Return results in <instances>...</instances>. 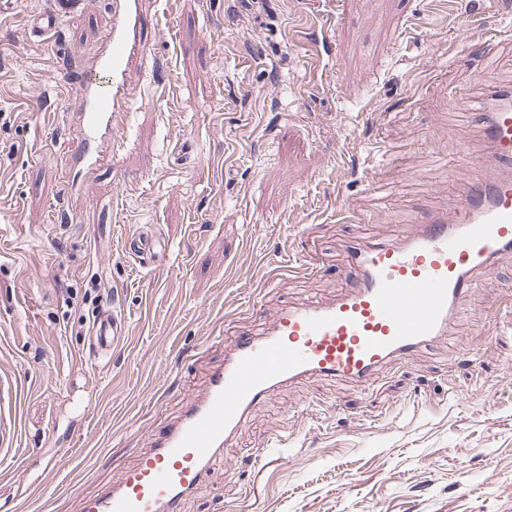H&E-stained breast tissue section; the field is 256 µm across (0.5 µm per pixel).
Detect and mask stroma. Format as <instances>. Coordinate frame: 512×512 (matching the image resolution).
<instances>
[{
    "label": "stroma",
    "mask_w": 512,
    "mask_h": 512,
    "mask_svg": "<svg viewBox=\"0 0 512 512\" xmlns=\"http://www.w3.org/2000/svg\"><path fill=\"white\" fill-rule=\"evenodd\" d=\"M49 2L0 0V378L21 391L23 451L0 464V512H83L205 391L228 314L251 307L250 329L342 295L345 240L404 236L453 198L449 168L480 176L485 144L449 97L478 95L493 62L512 83V0H341L321 27L305 0H137L134 116L80 175L65 84L104 53L112 0H87L58 45L28 27ZM147 225L164 266L123 252ZM312 254L316 272L268 279ZM481 279L449 336L372 386L312 378L257 404L181 512H512V255ZM103 306L126 331L97 360Z\"/></svg>",
    "instance_id": "stroma-1"
}]
</instances>
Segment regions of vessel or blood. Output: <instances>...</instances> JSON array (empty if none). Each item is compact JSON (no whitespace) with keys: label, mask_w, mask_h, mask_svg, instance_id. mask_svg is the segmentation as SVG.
Listing matches in <instances>:
<instances>
[{"label":"vessel or blood","mask_w":512,"mask_h":512,"mask_svg":"<svg viewBox=\"0 0 512 512\" xmlns=\"http://www.w3.org/2000/svg\"><path fill=\"white\" fill-rule=\"evenodd\" d=\"M83 0H52L28 23L35 37L55 36ZM114 22L104 37L99 68L122 76L130 58L147 52L136 0H112ZM482 98L461 103L463 116H478L488 147L487 175L462 182L448 210L432 214L405 239L388 243L357 240L346 248V293L329 302L284 308L256 332L239 334L223 364L209 376L203 395L189 397L179 421L153 438L136 464L122 471L106 494L87 500L85 512H180L184 497L202 482L214 457L239 431L249 410L274 388L311 377L363 385L417 348L447 335L458 311L478 286L484 269L512 254V84L486 71ZM83 130L70 153L94 159L99 135L112 132L115 113L129 112L119 89L102 93L90 77L77 78ZM158 236L129 234L124 251L137 259L163 260ZM125 321L99 310L90 343L96 354L111 353Z\"/></svg>","instance_id":"b4317fda"}]
</instances>
